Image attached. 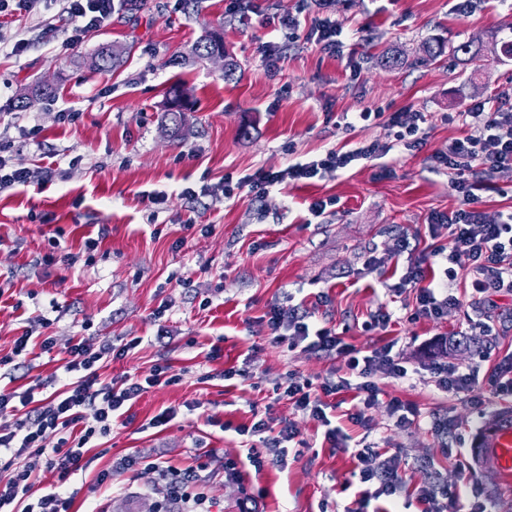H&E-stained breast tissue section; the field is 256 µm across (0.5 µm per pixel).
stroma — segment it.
<instances>
[{
    "label": "stroma",
    "instance_id": "1",
    "mask_svg": "<svg viewBox=\"0 0 512 512\" xmlns=\"http://www.w3.org/2000/svg\"><path fill=\"white\" fill-rule=\"evenodd\" d=\"M230 3L140 0L137 7L116 9L107 26L73 49L64 45L70 22L56 9L0 15V122L11 127L12 159L60 171L46 182L0 192V357L12 355L17 336L40 329L46 318L55 339L51 353L16 356L13 388L62 375L66 352L80 337H104L116 347L141 337L139 347L102 369L103 381L148 373L162 361L181 376L144 393L128 422L103 438L106 455L73 476L67 493L74 512H156L154 474L119 467L134 456L179 469L208 463L202 490L211 512H343L360 488L354 455L323 446L320 422L272 400L273 388L289 373L318 383L344 364L333 354L272 343L261 318L288 295L311 311L312 328H335L361 351L394 342L406 361L405 380L379 381L373 433L352 423L344 409L334 413L351 443L366 437L400 457V512H420L416 488L428 475L449 487L471 484L488 495L492 512H512V492H503L494 456L478 460L473 453L477 416L493 419L501 407L476 411L470 399L439 391L427 370L437 355L430 340L466 329L472 319L490 317L494 333L472 337V350L457 353L456 363H475L484 372L512 351V295L486 311L472 301L461 274L452 283L459 307L435 323L414 320L413 292L394 295L383 285L384 274L365 265L370 253L388 252L399 234L415 255L430 257L437 241L428 233L429 216L459 206L451 174L435 168L430 156L465 133L451 113L478 96L512 95V60L489 51L496 35L512 26V0H478L464 15L457 0H308L294 31L282 30L278 16L297 0H261L260 13L249 16ZM322 16L342 26L343 55L325 54L309 39L312 20ZM213 32L238 63L233 79L194 52ZM21 33L30 44L11 54L9 45ZM435 38L447 51L430 61L424 44ZM267 41L282 48L274 71L258 50ZM463 42L480 52L459 64L450 49ZM105 43L129 48L120 70L91 68ZM395 47L406 64L381 66L382 54ZM42 80L54 94L21 105V94ZM173 85L190 101L177 138L162 128ZM400 111L425 113L421 150L399 147L312 183L273 187L261 200L242 192L195 203L182 195L187 187L222 182L228 173L281 170L365 137L391 141L389 116ZM347 112H369L373 119L366 129L351 128L343 120ZM154 192L168 200L151 224L146 197ZM317 198L333 204L312 220L307 208ZM189 221L194 230H186ZM201 224L212 225V233L200 234ZM90 237L100 240L91 263L45 262L52 241L76 253ZM182 237L186 245L175 248ZM176 271L190 277V287L169 282ZM165 301L170 310L154 321ZM382 307L393 316L390 326L366 330ZM478 351L485 356L479 363ZM228 369L249 370L251 377L224 379ZM395 397L455 419L464 461L446 455L445 438L429 422L396 428L388 416ZM167 408L176 417L165 429L150 427ZM257 416L294 423L298 438L287 445L285 465L247 467L241 480L225 476V463L245 460L253 443L237 427ZM109 467L115 470L111 481L98 483Z\"/></svg>",
    "mask_w": 512,
    "mask_h": 512
}]
</instances>
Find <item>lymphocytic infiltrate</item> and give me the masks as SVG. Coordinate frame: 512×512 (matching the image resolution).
Segmentation results:
<instances>
[{
	"instance_id": "f902f5d3",
	"label": "lymphocytic infiltrate",
	"mask_w": 512,
	"mask_h": 512,
	"mask_svg": "<svg viewBox=\"0 0 512 512\" xmlns=\"http://www.w3.org/2000/svg\"><path fill=\"white\" fill-rule=\"evenodd\" d=\"M71 24L67 46L80 44L88 31L107 25L116 10V0H57ZM455 118L468 127L469 135L449 142L447 150L432 153L435 167L447 169L453 176L451 188L461 199L458 209L432 213L429 232L437 238L432 256L434 265L411 259L403 267L391 292L401 294L414 290L412 319L438 321L449 309L460 306L461 300L448 287L458 269H465L470 280L473 300L493 305L495 297L512 294V213L492 216L477 208V193L487 180L499 171L512 170V98L496 102L472 101ZM426 121L421 112H396L389 122L394 130L393 143L405 149L423 147ZM393 143L363 142L359 147L331 149L307 162H297L279 171L259 169L232 178L225 176L219 189L225 198L240 192L253 197L266 196L270 189L283 183H309L329 171H345L358 161L380 159L392 149ZM442 273H435V265ZM311 313L304 304H272L263 321L272 340L296 349L309 348L344 357L342 368L330 372L321 384L291 373L286 383L277 385V399L287 401L299 412L321 422L324 439L331 448H342L346 438L333 426L327 414V397L347 392L351 395L347 410L349 420L363 429H370L369 410L379 401L378 377L403 379L408 368L392 344H385L363 354L344 342L332 327L311 329ZM115 350L108 340L82 338L67 351L64 377L51 384L42 404H35L34 395L0 387V512H70L71 497L64 490L71 477L85 467V455L95 435H109L127 408L149 389L178 383L180 377L169 367L154 366L145 375H126L104 382L99 371L111 360ZM439 390L451 395L472 392L477 375L473 368L450 361L436 360L429 367ZM92 412L95 426L84 427L85 412ZM359 481L362 485L345 512H394L402 487L401 463L397 456H381L376 443L356 450ZM143 465L157 473L161 480L158 512H169L172 503L183 502L195 508L205 505L207 498L199 490L196 470H178L161 461L124 460V468ZM52 472L54 489L40 497L31 491L41 472ZM422 512H447L449 504H458L461 512H487L473 487L464 485L446 489L437 482H423L417 489Z\"/></svg>"
}]
</instances>
